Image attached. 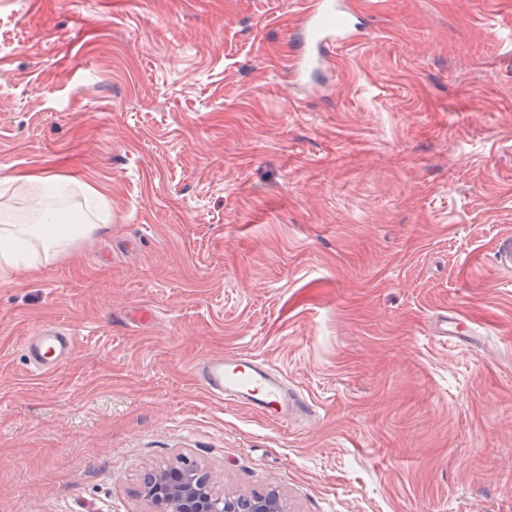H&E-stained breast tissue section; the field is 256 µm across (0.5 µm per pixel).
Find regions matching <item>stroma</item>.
I'll return each instance as SVG.
<instances>
[{
    "mask_svg": "<svg viewBox=\"0 0 512 512\" xmlns=\"http://www.w3.org/2000/svg\"><path fill=\"white\" fill-rule=\"evenodd\" d=\"M362 3L299 86L301 0H0V179L112 208L0 278V512H150L182 457L288 512H512V0ZM46 323L78 345L40 374ZM229 351L311 420L212 398Z\"/></svg>",
    "mask_w": 512,
    "mask_h": 512,
    "instance_id": "1",
    "label": "stroma"
}]
</instances>
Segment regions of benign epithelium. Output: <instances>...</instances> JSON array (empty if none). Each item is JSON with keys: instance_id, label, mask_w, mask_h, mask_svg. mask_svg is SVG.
Returning a JSON list of instances; mask_svg holds the SVG:
<instances>
[{"instance_id": "1", "label": "benign epithelium", "mask_w": 512, "mask_h": 512, "mask_svg": "<svg viewBox=\"0 0 512 512\" xmlns=\"http://www.w3.org/2000/svg\"><path fill=\"white\" fill-rule=\"evenodd\" d=\"M141 496L149 501L155 512H165L163 501L177 504V512H216L213 492L198 485L195 480L183 478L173 480L168 472L153 471L144 475ZM246 512H288L280 498L270 501L263 497L251 499Z\"/></svg>"}]
</instances>
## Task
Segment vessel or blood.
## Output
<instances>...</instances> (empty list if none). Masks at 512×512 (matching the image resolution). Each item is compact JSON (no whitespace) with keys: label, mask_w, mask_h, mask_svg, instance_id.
<instances>
[{"label":"vessel or blood","mask_w":512,"mask_h":512,"mask_svg":"<svg viewBox=\"0 0 512 512\" xmlns=\"http://www.w3.org/2000/svg\"><path fill=\"white\" fill-rule=\"evenodd\" d=\"M358 8L356 0H308L301 14L305 35L288 65L291 81L299 83L326 59L331 48L357 36L351 21ZM77 339L69 331L48 325L28 336L23 350L29 363L41 371L55 369L71 357ZM196 380L219 401L236 402L277 423H301L313 411L303 394L289 388L286 378L265 360L241 352L209 355L193 366Z\"/></svg>","instance_id":"vessel-or-blood-1"}]
</instances>
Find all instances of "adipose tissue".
Listing matches in <instances>:
<instances>
[{"mask_svg":"<svg viewBox=\"0 0 512 512\" xmlns=\"http://www.w3.org/2000/svg\"><path fill=\"white\" fill-rule=\"evenodd\" d=\"M0 192L22 197L26 213L18 215L9 205L0 206V271L15 270L18 256L30 266L54 262L69 243L88 237L107 222L105 197L88 185H73L55 174L8 177Z\"/></svg>","mask_w":512,"mask_h":512,"instance_id":"ef3b65f1","label":"adipose tissue"}]
</instances>
